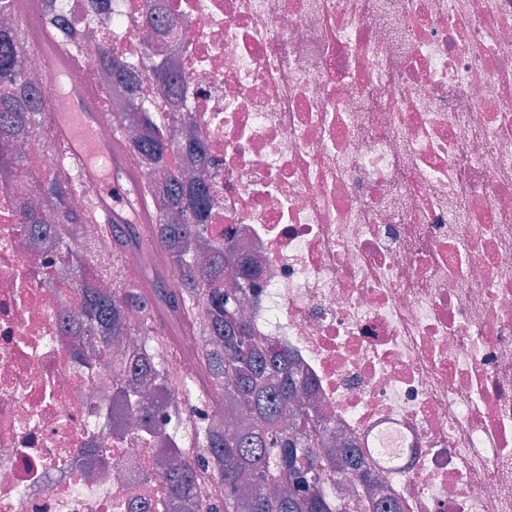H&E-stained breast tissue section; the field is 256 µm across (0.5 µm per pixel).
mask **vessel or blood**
I'll return each mask as SVG.
<instances>
[{"instance_id":"vessel-or-blood-1","label":"vessel or blood","mask_w":512,"mask_h":512,"mask_svg":"<svg viewBox=\"0 0 512 512\" xmlns=\"http://www.w3.org/2000/svg\"><path fill=\"white\" fill-rule=\"evenodd\" d=\"M27 31L39 37L49 63L51 92L44 121L62 152L61 165L75 172L87 194L89 221L131 229L139 241L154 245L148 232L150 205L137 174L128 167L120 143L105 145L96 138L103 117L97 91L65 84V74L78 53L57 44L47 25L32 21Z\"/></svg>"}]
</instances>
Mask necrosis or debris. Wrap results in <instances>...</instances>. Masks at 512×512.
<instances>
[{
    "label": "necrosis or debris",
    "mask_w": 512,
    "mask_h": 512,
    "mask_svg": "<svg viewBox=\"0 0 512 512\" xmlns=\"http://www.w3.org/2000/svg\"><path fill=\"white\" fill-rule=\"evenodd\" d=\"M87 46L67 79L128 95L180 148L214 236L258 271L246 313L398 512H512V0H43ZM176 19L175 81L151 42ZM136 85L103 81L102 51ZM23 152L31 173L10 157ZM43 130L0 143V512H180L159 447L112 430L120 384L23 217ZM201 371L175 336L167 372Z\"/></svg>",
    "instance_id": "4bbe7bcc"
}]
</instances>
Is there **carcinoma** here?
<instances>
[{
	"label": "carcinoma",
	"mask_w": 512,
	"mask_h": 512,
	"mask_svg": "<svg viewBox=\"0 0 512 512\" xmlns=\"http://www.w3.org/2000/svg\"><path fill=\"white\" fill-rule=\"evenodd\" d=\"M20 27L0 26V138L21 139L40 124L45 98L25 83L18 47ZM148 166L168 168L174 144L147 131L125 140ZM36 186L55 206L57 223L85 224V211L71 206L78 184L55 169L42 174ZM154 210V234L179 274L181 288L148 292L136 285L104 290L106 275L86 266L78 242L66 229L55 240L60 256L72 262L83 316L99 346L106 351L111 337L130 332L140 337L135 349L112 354V372L129 387L112 401V420L137 413L144 429L161 438L171 455L160 462V477L178 506L196 512L201 488L198 473L207 474L224 497L209 501L206 512H352V497L336 495V485L350 483L370 489L365 512H398L377 491L374 469L355 447L332 446L330 428L310 402L306 382L293 370L288 351L254 335L243 313L255 272L230 241L208 237L210 198L202 178L187 181L169 174L166 193L144 188ZM234 288L224 289V279ZM203 306L207 318L192 329L205 369L207 390L194 382L178 383L167 376L171 341L154 334L155 308L179 310L189 316ZM224 406L237 421L228 432L202 423L191 431L181 418L209 400ZM169 410L168 429L153 425L155 409Z\"/></svg>",
	"instance_id": "obj_1"
}]
</instances>
